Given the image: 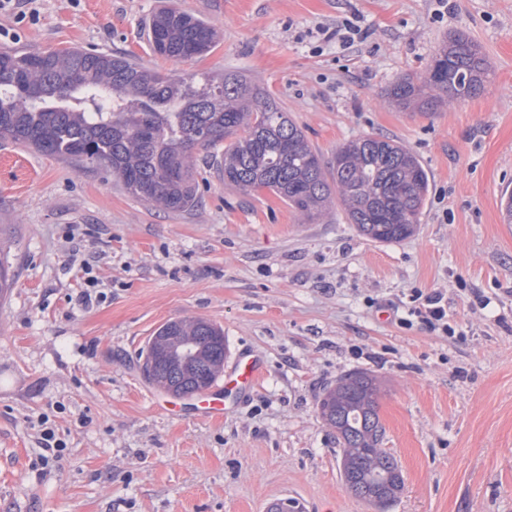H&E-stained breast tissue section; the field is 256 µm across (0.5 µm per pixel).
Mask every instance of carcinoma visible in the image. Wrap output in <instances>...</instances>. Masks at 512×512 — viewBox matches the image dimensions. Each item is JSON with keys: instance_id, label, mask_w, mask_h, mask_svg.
<instances>
[{"instance_id": "cac0c4a2", "label": "carcinoma", "mask_w": 512, "mask_h": 512, "mask_svg": "<svg viewBox=\"0 0 512 512\" xmlns=\"http://www.w3.org/2000/svg\"><path fill=\"white\" fill-rule=\"evenodd\" d=\"M216 39L210 21L173 7L148 19L149 49L160 57L204 56ZM435 60L448 76L421 84L403 77L386 90L389 101L428 112L484 89L489 67L466 36L452 37ZM0 137L102 168L134 198L173 212L196 202L194 153L222 146L215 161L225 186L248 194L265 190L309 223L324 215L335 192L349 222L376 242L412 235L429 189L419 160L378 135L343 145L324 170L302 129L242 74L175 77L126 56L77 48L0 50ZM148 348L157 370L146 378L172 396L203 393L224 366V331L202 318L163 324ZM378 393L374 377L351 373L318 399L317 409L336 432L351 492L367 499L381 489L393 500L403 479L382 448Z\"/></svg>"}]
</instances>
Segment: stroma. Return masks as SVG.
Here are the masks:
<instances>
[{
	"label": "stroma",
	"instance_id": "1",
	"mask_svg": "<svg viewBox=\"0 0 512 512\" xmlns=\"http://www.w3.org/2000/svg\"><path fill=\"white\" fill-rule=\"evenodd\" d=\"M176 6L216 24L206 56L159 59L145 22ZM348 48L325 41L345 22ZM462 33L489 64L483 93L403 112L384 91L424 80ZM81 47L172 76L233 72L267 89L323 162L364 134L410 150L429 175L413 235H360L342 207L304 222L272 194L225 187L196 158L197 206L171 212L85 169L0 139V512H378L341 476L316 410L352 371L380 385L383 446L404 488L387 512H512V0H25L0 12V48ZM103 300L76 297L86 275ZM442 294L454 337L410 314ZM221 327L264 374L202 420L165 415L141 371L163 323ZM65 448L43 464V427Z\"/></svg>",
	"mask_w": 512,
	"mask_h": 512
}]
</instances>
